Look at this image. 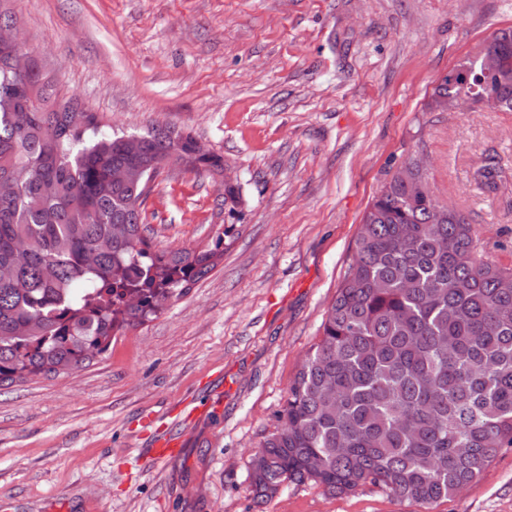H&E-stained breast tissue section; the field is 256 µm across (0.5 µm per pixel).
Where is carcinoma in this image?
Instances as JSON below:
<instances>
[{"mask_svg":"<svg viewBox=\"0 0 512 512\" xmlns=\"http://www.w3.org/2000/svg\"><path fill=\"white\" fill-rule=\"evenodd\" d=\"M489 49L512 58V28ZM449 71L423 103L493 94L512 70ZM212 173L221 158L167 127L104 130L37 65L0 46V384L80 368L205 278L219 247L154 251L142 205L159 161ZM365 211L322 334L251 462L256 502L286 481L330 496L370 483L430 505L512 447V268L485 262L463 212L410 158Z\"/></svg>","mask_w":512,"mask_h":512,"instance_id":"obj_1","label":"carcinoma"}]
</instances>
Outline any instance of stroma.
<instances>
[{"label": "stroma", "instance_id": "35a3bbf8", "mask_svg": "<svg viewBox=\"0 0 512 512\" xmlns=\"http://www.w3.org/2000/svg\"><path fill=\"white\" fill-rule=\"evenodd\" d=\"M61 98L115 132L172 125L241 187L164 167L143 204L153 248L224 242L204 279L71 373L0 385V512H512V448L429 507L365 484L284 483L251 460L321 334L363 214L396 166L427 162L482 259L512 267V112H427L425 96L512 0H13ZM500 172L479 183L482 162ZM157 428L180 457L148 462Z\"/></svg>", "mask_w": 512, "mask_h": 512}]
</instances>
